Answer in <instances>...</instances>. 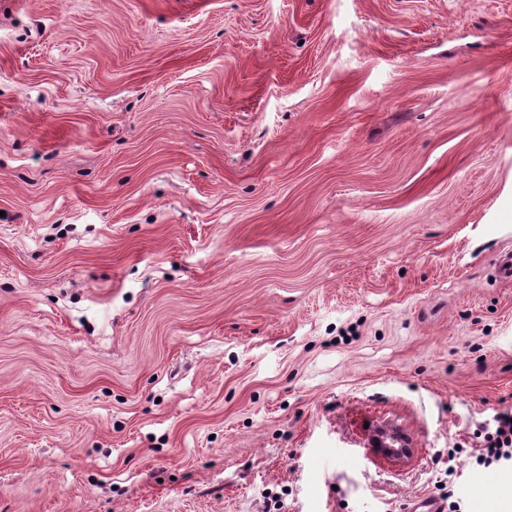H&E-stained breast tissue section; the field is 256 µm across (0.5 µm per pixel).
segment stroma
Returning a JSON list of instances; mask_svg holds the SVG:
<instances>
[{
  "label": "stroma",
  "instance_id": "obj_1",
  "mask_svg": "<svg viewBox=\"0 0 512 512\" xmlns=\"http://www.w3.org/2000/svg\"><path fill=\"white\" fill-rule=\"evenodd\" d=\"M507 253L512 0H0V512L439 497L512 412ZM367 448H382L385 452L390 448H416L413 436L400 424L392 419H381L367 429ZM392 451V450H391Z\"/></svg>",
  "mask_w": 512,
  "mask_h": 512
}]
</instances>
